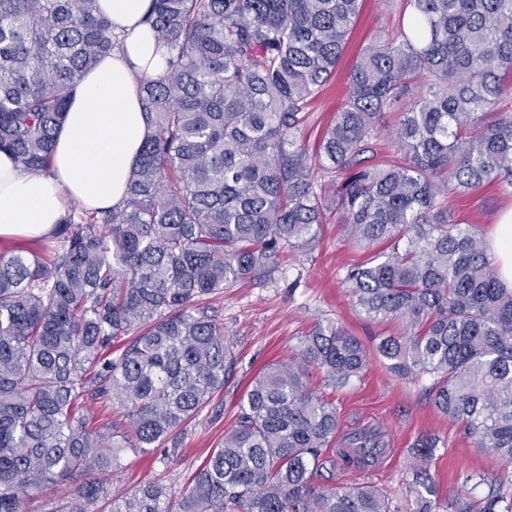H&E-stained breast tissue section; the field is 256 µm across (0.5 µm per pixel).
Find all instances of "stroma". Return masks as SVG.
Instances as JSON below:
<instances>
[{"label": "stroma", "mask_w": 512, "mask_h": 512, "mask_svg": "<svg viewBox=\"0 0 512 512\" xmlns=\"http://www.w3.org/2000/svg\"><path fill=\"white\" fill-rule=\"evenodd\" d=\"M401 0H365L349 37L347 48L325 94L316 102L304 136L316 141L330 124L340 102L347 73L359 51L396 27ZM449 208L461 224L488 236L499 216L512 208V194L497 184L485 183L461 197H451ZM370 254L354 246L341 225H323L313 250L285 249L278 270L263 282H239L213 298L224 334L234 346L236 363L224 389L186 426L177 444H165L149 453L129 450L122 456L113 482L114 489L129 490L147 482L167 485L180 496L195 470L236 422L238 405L252 379L269 364L287 359L297 349L301 336L315 324L332 320L365 346L389 335L391 325L368 319L352 303L344 283L348 266L369 259ZM340 416V433L355 427L381 429L389 456L381 468L366 472H338L337 485H374L382 489L399 512H415L410 489L409 465L413 445L432 435L441 447L430 465L440 499L469 490L483 497L489 480L499 477L501 459L490 449L478 447L429 403L423 386L394 376L377 357H370L359 378L331 395ZM478 473L486 482L464 487L463 476Z\"/></svg>", "instance_id": "35a3bbf8"}]
</instances>
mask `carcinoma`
Wrapping results in <instances>:
<instances>
[{
  "label": "carcinoma",
  "mask_w": 512,
  "mask_h": 512,
  "mask_svg": "<svg viewBox=\"0 0 512 512\" xmlns=\"http://www.w3.org/2000/svg\"><path fill=\"white\" fill-rule=\"evenodd\" d=\"M397 33L358 54L318 144L310 105L363 0H152L169 49L139 81L150 134L127 199L68 211L40 252L0 251V512L85 477L52 512H398L373 485L342 487L386 448L364 428L336 447V404L369 358L334 321L251 382L224 444L173 499L158 482L112 490L127 450L177 436L235 365L205 300L271 276L331 213L374 252L347 267L353 304L398 330L376 345L394 375L427 377L434 409L505 462L479 499H437L439 439L413 448L419 512H512V288L448 198L512 191V0H405ZM119 40L97 0H0V150L48 174L81 78ZM395 152L376 159L383 118ZM123 342L118 356L112 346ZM112 401L125 421L84 408Z\"/></svg>",
  "instance_id": "1"
}]
</instances>
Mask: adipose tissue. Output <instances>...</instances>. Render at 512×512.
<instances>
[{"label": "adipose tissue", "mask_w": 512, "mask_h": 512, "mask_svg": "<svg viewBox=\"0 0 512 512\" xmlns=\"http://www.w3.org/2000/svg\"><path fill=\"white\" fill-rule=\"evenodd\" d=\"M120 44L77 86L47 175L22 170L0 151V237L50 233L69 206L121 203L129 172L149 133L137 92L145 75L163 73L167 49L147 21L150 0H98Z\"/></svg>", "instance_id": "ef3b65f1"}]
</instances>
